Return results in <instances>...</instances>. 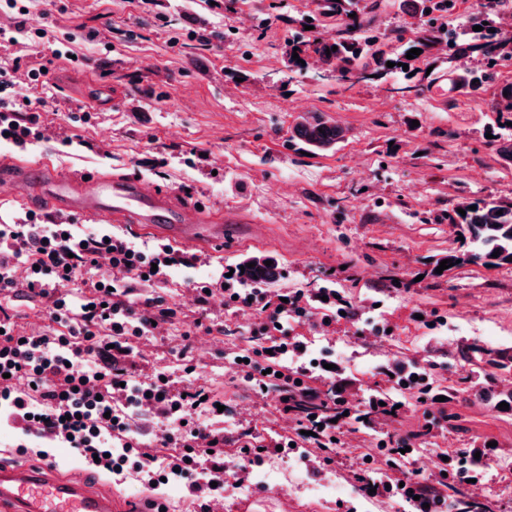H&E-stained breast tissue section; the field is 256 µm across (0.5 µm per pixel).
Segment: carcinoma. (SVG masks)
Wrapping results in <instances>:
<instances>
[{
  "label": "carcinoma",
  "instance_id": "cac0c4a2",
  "mask_svg": "<svg viewBox=\"0 0 512 512\" xmlns=\"http://www.w3.org/2000/svg\"><path fill=\"white\" fill-rule=\"evenodd\" d=\"M512 0H486L479 8L463 14V0H405L409 8L408 19L396 30L374 25V15L380 0H316L315 11L288 17V65L302 67L298 60L326 65L335 73L336 82H356L362 78L384 80L393 72L387 67L386 48L399 43V62L409 66L401 71V80L395 83L398 92L422 93L440 78L448 77V92L463 98L492 96L491 112L495 119L487 127L497 144L499 158L512 167V81L502 78V70L512 65V37L500 36L504 20L503 10ZM356 16H351V13ZM336 22L337 37L327 38L321 28L327 21ZM480 25L481 31L473 30ZM337 50H332V47ZM412 48L422 53L406 58ZM299 59H293V53ZM474 56L477 65H459L445 72L441 64L455 59ZM348 130L342 125L319 114L299 116L289 130L288 142L311 153L330 152L344 142ZM465 210L460 214L458 209ZM448 224L456 236L469 242L466 250L455 248L434 257L433 267L446 259L456 261L454 266L443 270L450 273L466 264L485 268H512V200L463 198L448 211ZM499 252L494 258L492 254ZM269 257L251 255L236 265L240 284L262 288L277 281V264L265 265ZM253 267H247V264ZM465 362L479 361L497 370L500 375L512 379V353L487 350L474 344H465L459 350ZM344 387L338 382L324 399L313 405L300 403L297 413L314 426L324 424L338 413H344L343 402L336 398L337 389ZM395 404L386 393L371 398L365 409L353 410L354 419L369 425L379 418L390 416ZM448 512H492L489 503L468 497L448 496Z\"/></svg>",
  "mask_w": 512,
  "mask_h": 512
}]
</instances>
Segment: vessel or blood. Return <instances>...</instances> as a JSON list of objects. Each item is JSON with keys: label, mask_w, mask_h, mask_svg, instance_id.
I'll return each instance as SVG.
<instances>
[{"label": "vessel or blood", "mask_w": 512, "mask_h": 512, "mask_svg": "<svg viewBox=\"0 0 512 512\" xmlns=\"http://www.w3.org/2000/svg\"><path fill=\"white\" fill-rule=\"evenodd\" d=\"M0 180L35 190L67 211L116 224H135L154 237L181 246H220L224 223L164 188L144 191L134 177L92 172L48 174L45 166L5 165ZM0 512H119L111 490L84 472L80 460L64 467L0 458Z\"/></svg>", "instance_id": "1"}]
</instances>
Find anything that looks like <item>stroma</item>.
Listing matches in <instances>:
<instances>
[{
    "instance_id": "obj_1",
    "label": "stroma",
    "mask_w": 512,
    "mask_h": 512,
    "mask_svg": "<svg viewBox=\"0 0 512 512\" xmlns=\"http://www.w3.org/2000/svg\"><path fill=\"white\" fill-rule=\"evenodd\" d=\"M27 7L29 22L47 34L0 39V67L14 100L37 109L47 137L26 152L0 141V162L47 161L60 176L77 168L133 174L229 220L223 246L185 248V263L164 280L114 277L129 302L158 296L181 311L131 337L132 380L162 374L177 388H208L225 406L223 415L207 408L194 417L223 431L224 466L234 475L210 512H416L408 499L364 488L381 477L390 434L414 430L423 436L403 455L404 473L437 482L440 455L453 474L483 452L490 463L475 487L497 512H512V411L478 395L504 381L458 356L465 343L512 350V271L471 264L437 277L430 264L455 244L445 217L457 199L512 198V167L485 137L489 99L455 102L444 86L402 95L376 80L340 87L324 70L289 71L287 20L312 10V0H57L47 18L40 0ZM257 17L268 20L264 33L252 28ZM207 31L214 38L205 47ZM101 84L117 91V104L89 105ZM309 112L347 127V140L312 157L289 148V126ZM258 253L281 273L264 300L298 296L308 311L283 324L300 346L279 357L288 371L323 392L342 378L355 408L419 367L426 398L366 427L345 420L331 449L299 436L296 419L235 368L270 329L266 314L226 295L196 302L200 289L219 290L228 269ZM328 282L336 294L325 300L318 289ZM346 303L355 317L341 316ZM0 307L18 334L48 327L46 303L14 297ZM450 387L458 392L452 402L444 399ZM166 425L146 406L132 417L136 440L158 457ZM245 443L282 450L256 468L240 452ZM260 468L269 472L263 483ZM107 485L122 501L192 508L184 478L155 489Z\"/></svg>"
}]
</instances>
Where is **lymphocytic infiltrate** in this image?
<instances>
[{
	"label": "lymphocytic infiltrate",
	"instance_id": "1",
	"mask_svg": "<svg viewBox=\"0 0 512 512\" xmlns=\"http://www.w3.org/2000/svg\"><path fill=\"white\" fill-rule=\"evenodd\" d=\"M11 86L0 72V136L24 149L42 136L39 115L6 98ZM20 255L27 256L31 265L21 282L12 274V262ZM101 257L112 269L142 281L160 279L185 261L182 252L168 247L145 254L114 233L86 240L69 222L54 219L43 224L33 212L27 214L22 229L0 231V295L21 293L50 302V327L40 336H15L7 318H0V401L7 404L6 418L22 432L34 429L41 438L68 443L96 474L122 473L130 462L136 472H146L152 456L142 453L137 460L129 459L126 450L134 445L130 420L112 408L116 392L135 393L139 402L153 404L161 416L178 418L173 434L180 452L168 456L167 466L188 479L196 500L206 501L214 483L224 480V436L193 420L205 389L189 386L178 392L162 380L133 387L125 365L128 349L121 343L122 337L143 335L153 321L173 319L176 312L157 297L129 304L106 277L89 296L73 302L68 288ZM17 377L28 380L27 390L14 388ZM115 440L122 454H113ZM201 466L207 475L203 483L193 478Z\"/></svg>",
	"mask_w": 512,
	"mask_h": 512
}]
</instances>
